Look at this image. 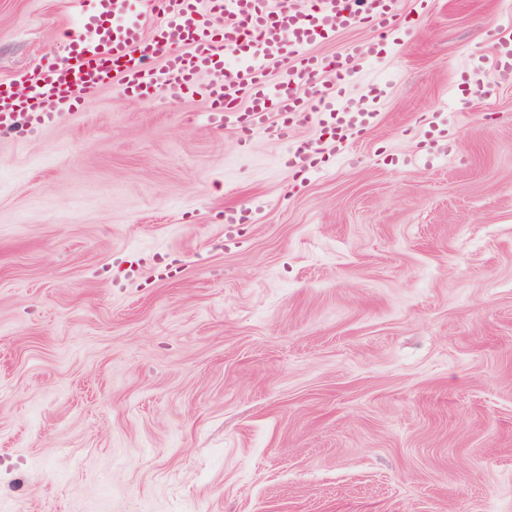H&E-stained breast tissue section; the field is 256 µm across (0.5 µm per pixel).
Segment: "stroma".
<instances>
[{
	"instance_id": "35a3bbf8",
	"label": "stroma",
	"mask_w": 512,
	"mask_h": 512,
	"mask_svg": "<svg viewBox=\"0 0 512 512\" xmlns=\"http://www.w3.org/2000/svg\"><path fill=\"white\" fill-rule=\"evenodd\" d=\"M399 2L345 144L112 83L0 135V512H512V0ZM71 26L0 0V84ZM304 143L344 158L294 175Z\"/></svg>"
}]
</instances>
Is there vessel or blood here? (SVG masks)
I'll list each match as a JSON object with an SVG mask.
<instances>
[{"instance_id":"obj_1","label":"vessel or blood","mask_w":512,"mask_h":512,"mask_svg":"<svg viewBox=\"0 0 512 512\" xmlns=\"http://www.w3.org/2000/svg\"><path fill=\"white\" fill-rule=\"evenodd\" d=\"M126 0H73L81 19L65 58L26 74L29 94L16 103L0 97V130L29 136L77 113L87 90L111 82L121 62L124 94L160 87L178 98L200 76L207 85L209 120L242 138L282 135L297 118L317 120L339 141L371 128L376 100L348 93L380 59L384 42L399 31L397 0H147L131 14ZM369 27L373 36L336 59L315 54L314 43L339 29ZM305 84L304 93L293 90ZM324 155L296 148L286 163L297 174L320 172Z\"/></svg>"}]
</instances>
